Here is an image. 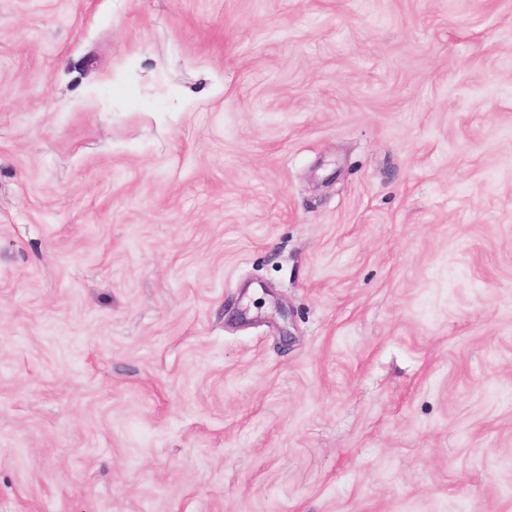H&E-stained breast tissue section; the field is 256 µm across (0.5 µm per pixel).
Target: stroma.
I'll return each mask as SVG.
<instances>
[{
  "label": "stroma",
  "instance_id": "stroma-1",
  "mask_svg": "<svg viewBox=\"0 0 512 512\" xmlns=\"http://www.w3.org/2000/svg\"><path fill=\"white\" fill-rule=\"evenodd\" d=\"M0 512H512V0H0Z\"/></svg>",
  "mask_w": 512,
  "mask_h": 512
}]
</instances>
